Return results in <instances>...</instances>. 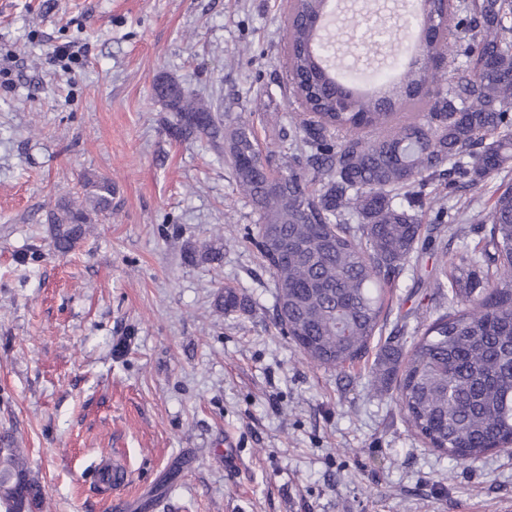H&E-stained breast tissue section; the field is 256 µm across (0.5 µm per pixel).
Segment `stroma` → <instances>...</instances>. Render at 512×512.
Returning <instances> with one entry per match:
<instances>
[{"label":"stroma","instance_id":"35a3bbf8","mask_svg":"<svg viewBox=\"0 0 512 512\" xmlns=\"http://www.w3.org/2000/svg\"><path fill=\"white\" fill-rule=\"evenodd\" d=\"M290 0H0V439L24 448L43 512H502L512 449L456 464L371 394L373 358L309 363L274 319V280L246 242L257 216L223 152L166 129L157 76L274 140L299 109L286 86ZM81 49L62 66L56 46ZM108 176L112 217L67 256L47 214ZM512 168L452 192L435 248L405 270L374 347L444 310L417 291L459 260ZM222 246L221 265L187 249ZM36 250L37 264L20 257ZM230 285L251 305L214 306ZM124 473L105 483L100 464Z\"/></svg>","mask_w":512,"mask_h":512}]
</instances>
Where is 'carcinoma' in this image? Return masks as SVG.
<instances>
[{"label": "carcinoma", "mask_w": 512, "mask_h": 512, "mask_svg": "<svg viewBox=\"0 0 512 512\" xmlns=\"http://www.w3.org/2000/svg\"><path fill=\"white\" fill-rule=\"evenodd\" d=\"M325 0H292L286 69L304 111L291 116L288 152L261 148L248 123L224 127L219 109L168 76L153 82L173 113L170 133L224 147L238 193L257 214L250 237L275 284V321L302 357L343 371L364 360L382 334L387 286L416 266L420 245L438 227L422 228L418 210L436 180L451 191L477 186L512 163V0H415L401 24L363 14L361 57L379 67L381 49L420 27L424 62L396 82L362 95L336 77L343 59L335 35L314 22ZM468 32L463 64L430 62L452 51L451 24ZM422 111L419 120L403 112ZM78 199L63 197L47 215L54 250L66 255L85 225L112 217V181L84 179ZM357 219V224L349 218ZM490 228L460 263L441 259L429 287L448 308L407 341L390 336L377 353V392L396 382L405 422L431 447L474 463L512 442V189L499 193L479 220ZM205 244L189 258L221 261ZM226 314L244 308L236 289L215 298ZM44 493L30 478L24 450L0 446V507L39 512Z\"/></svg>", "instance_id": "obj_1"}]
</instances>
